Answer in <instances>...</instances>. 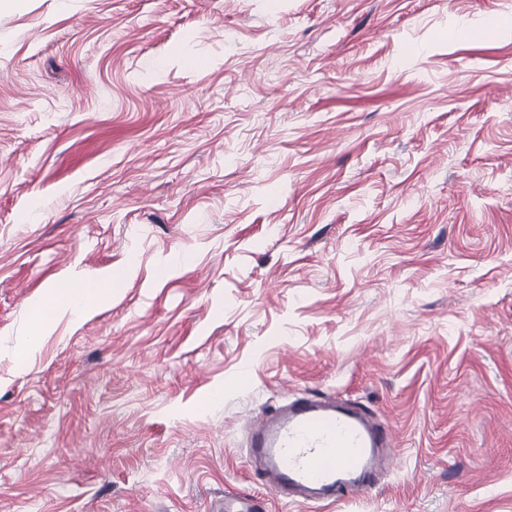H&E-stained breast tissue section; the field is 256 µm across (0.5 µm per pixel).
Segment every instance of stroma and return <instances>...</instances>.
Returning <instances> with one entry per match:
<instances>
[{
	"mask_svg": "<svg viewBox=\"0 0 512 512\" xmlns=\"http://www.w3.org/2000/svg\"><path fill=\"white\" fill-rule=\"evenodd\" d=\"M85 278L111 296L30 344ZM323 392L394 463L281 502L247 426ZM228 494L512 512V0L0 12V512Z\"/></svg>",
	"mask_w": 512,
	"mask_h": 512,
	"instance_id": "35a3bbf8",
	"label": "stroma"
}]
</instances>
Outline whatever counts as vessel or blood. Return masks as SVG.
I'll use <instances>...</instances> for the list:
<instances>
[{
	"label": "vessel or blood",
	"mask_w": 512,
	"mask_h": 512,
	"mask_svg": "<svg viewBox=\"0 0 512 512\" xmlns=\"http://www.w3.org/2000/svg\"><path fill=\"white\" fill-rule=\"evenodd\" d=\"M392 431L324 395H302L255 422L247 462L283 501L292 493L333 501L359 496L376 480V453Z\"/></svg>",
	"instance_id": "vessel-or-blood-1"
}]
</instances>
